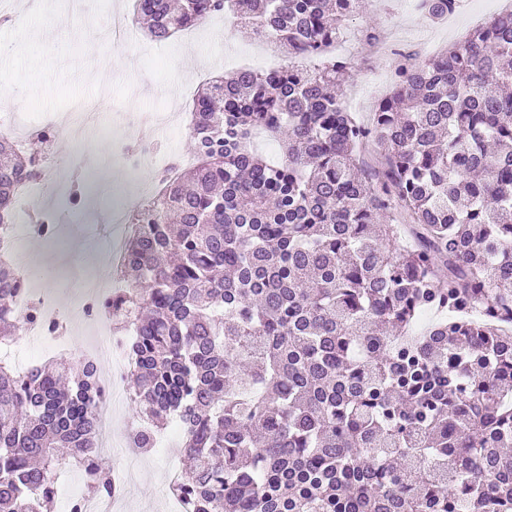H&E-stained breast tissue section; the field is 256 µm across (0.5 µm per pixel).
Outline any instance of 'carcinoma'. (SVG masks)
<instances>
[{
    "mask_svg": "<svg viewBox=\"0 0 512 512\" xmlns=\"http://www.w3.org/2000/svg\"><path fill=\"white\" fill-rule=\"evenodd\" d=\"M360 3L136 0L158 40L229 12L312 61L203 84L195 164L131 218L112 307L149 427L129 440L182 424L185 512H512V13L403 64L363 125L330 55ZM422 4L437 19L456 0ZM34 173L1 134L0 233ZM23 280L0 260L1 341ZM428 309L448 317L411 331ZM57 369L0 361V512H47L59 449L96 445L93 372L66 387Z\"/></svg>",
    "mask_w": 512,
    "mask_h": 512,
    "instance_id": "1",
    "label": "carcinoma"
}]
</instances>
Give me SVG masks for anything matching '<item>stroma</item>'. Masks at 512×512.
Listing matches in <instances>:
<instances>
[{
	"mask_svg": "<svg viewBox=\"0 0 512 512\" xmlns=\"http://www.w3.org/2000/svg\"><path fill=\"white\" fill-rule=\"evenodd\" d=\"M109 1L126 14L134 12V0H82V18L61 27L56 20L69 12L71 0H16L20 8L30 10L29 19L0 24V102L12 105L32 126L85 110L98 115L103 134L67 136L46 147L35 140L30 143L31 148H44L54 161L68 154L72 177H105L106 167L90 158L94 146L109 149L116 143L143 142L136 113L187 107L202 84V73L221 77L252 58L269 59L277 66L286 62L259 41L245 38L229 16L206 20L190 39L175 35L157 41L135 25L127 44L113 48L103 36ZM457 2L451 18L432 19L412 0H364L363 15L349 18L338 57L352 64L342 84L344 102L361 122H369L409 49L423 47L427 59L441 55L494 17L493 11H477L473 0ZM368 19L384 36L386 53L361 38ZM118 194L109 192L95 201L84 200L80 208L65 209L59 243L31 237L24 244L22 257L29 262L36 286L54 293L69 325L70 343L59 350V357L78 360V346L94 342L92 328L74 315L73 296L62 281L73 253L93 265L97 250L88 244V227L104 222ZM112 419V446L102 457L115 470L130 473L119 512H169L166 474L181 469L180 453L173 448L163 453L128 446L126 431L140 422L129 395L115 398Z\"/></svg>",
	"mask_w": 512,
	"mask_h": 512,
	"instance_id": "stroma-1",
	"label": "stroma"
}]
</instances>
